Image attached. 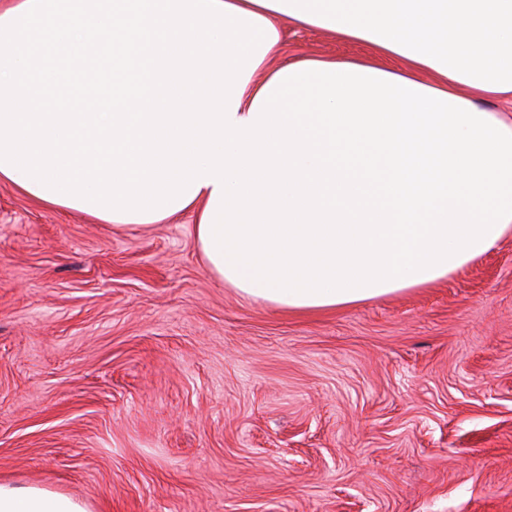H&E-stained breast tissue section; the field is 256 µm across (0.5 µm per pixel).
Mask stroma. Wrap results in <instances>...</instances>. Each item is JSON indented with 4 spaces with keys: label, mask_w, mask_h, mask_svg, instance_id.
I'll return each instance as SVG.
<instances>
[{
    "label": "stroma",
    "mask_w": 512,
    "mask_h": 512,
    "mask_svg": "<svg viewBox=\"0 0 512 512\" xmlns=\"http://www.w3.org/2000/svg\"><path fill=\"white\" fill-rule=\"evenodd\" d=\"M284 29L288 61L374 55ZM193 224L0 183V482L87 512H512V235L435 285L297 313L226 286Z\"/></svg>",
    "instance_id": "1"
}]
</instances>
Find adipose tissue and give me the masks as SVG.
<instances>
[{
    "label": "adipose tissue",
    "mask_w": 512,
    "mask_h": 512,
    "mask_svg": "<svg viewBox=\"0 0 512 512\" xmlns=\"http://www.w3.org/2000/svg\"><path fill=\"white\" fill-rule=\"evenodd\" d=\"M397 72L273 66L282 21ZM265 71L262 81L253 75ZM512 0H16L0 182L104 224L192 213L208 269L319 312L467 267L512 232ZM0 512H86L0 483Z\"/></svg>",
    "instance_id": "obj_1"
}]
</instances>
